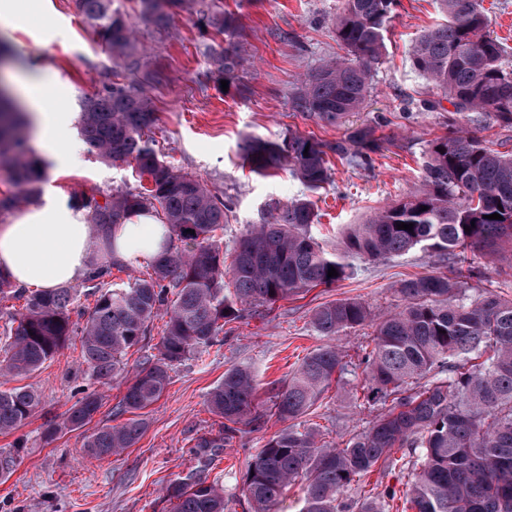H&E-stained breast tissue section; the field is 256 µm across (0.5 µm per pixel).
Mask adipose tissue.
<instances>
[{"instance_id":"adipose-tissue-1","label":"adipose tissue","mask_w":512,"mask_h":512,"mask_svg":"<svg viewBox=\"0 0 512 512\" xmlns=\"http://www.w3.org/2000/svg\"><path fill=\"white\" fill-rule=\"evenodd\" d=\"M49 72L28 76L26 103L32 113L39 144L57 167L81 162L80 142L73 135V114L50 111ZM161 235L153 215L130 216L115 232V239L95 246V229L80 197L53 190L38 197L8 223L0 224V275L17 287L49 291L86 278L96 256L132 262L150 255Z\"/></svg>"}]
</instances>
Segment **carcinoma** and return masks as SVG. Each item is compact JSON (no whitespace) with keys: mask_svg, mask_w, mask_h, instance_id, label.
<instances>
[{"mask_svg":"<svg viewBox=\"0 0 512 512\" xmlns=\"http://www.w3.org/2000/svg\"><path fill=\"white\" fill-rule=\"evenodd\" d=\"M436 2L443 21L411 43L408 57L411 68L448 97L446 131L428 143L420 187L354 225L335 253L311 234L315 213L306 197L266 204L259 223L246 225L232 251L224 250L217 231L229 222L230 200L155 149L156 112L132 78L143 66L136 29L117 0H74L87 32L114 65L112 81L81 104L80 135L90 152L129 164L148 182L143 189L82 195L90 223L100 234L148 211L163 233L159 250L141 261L94 264L86 278L94 302L81 323L72 320L77 288L29 294L0 276V304L25 300L24 311L9 314L0 333L6 354L0 377L33 373L79 335L89 379L104 384L125 371L123 356L130 349L143 348L153 321L165 318L158 353L136 365L121 400L122 413L133 417L86 438L91 453L111 456L138 442L145 429L139 411L160 399L173 367L218 343L225 324L252 307L330 287L347 278L357 261L419 250L436 260V269L400 283L402 304L378 324L374 346L360 360L366 404L384 411L342 448L301 426L299 419L348 372L334 346L313 350L276 395L275 415L288 427L249 464L243 512H279L285 491L298 482L300 512H386L387 500L395 497L390 491L354 500L344 493L402 448L416 457L405 492L415 512H512V298L488 288L471 300L462 275L467 254L491 257L499 243H512V141L494 149L480 136L486 114L512 129V66L504 61L503 44L488 32L483 0ZM136 3L141 22L161 31L180 13L193 12L198 0ZM395 7L396 0H341L333 33L344 55L304 75L293 100L296 111L336 124L364 107ZM199 21L224 35V44L208 46L206 55L217 79L236 88L238 14L202 11ZM26 126L7 90L0 91V168L12 186L0 192V217L35 200L45 176L44 162L30 152ZM376 132V124L366 123L325 143L290 131L280 141L248 138L243 150L254 172L286 168L317 192L331 177L329 155L357 166L372 164L371 154L382 146ZM494 213L502 219H488ZM401 222L413 224V231L397 229ZM114 268L131 272L129 280L112 282ZM331 268L337 276H327ZM369 318L363 303L343 299L317 307L311 323L318 335L331 338ZM256 390L249 368L233 366L224 373L207 398L221 428L197 440V454L228 445L241 427L256 421ZM39 405L33 388L0 389V434L14 432ZM101 406V395L86 393L48 434L84 427ZM166 491L176 501L175 512L228 510L224 487L207 482L200 470L172 480Z\"/></svg>","mask_w":512,"mask_h":512,"instance_id":"cac0c4a2","label":"carcinoma"}]
</instances>
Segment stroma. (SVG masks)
I'll return each instance as SVG.
<instances>
[{"instance_id": "1", "label": "stroma", "mask_w": 512, "mask_h": 512, "mask_svg": "<svg viewBox=\"0 0 512 512\" xmlns=\"http://www.w3.org/2000/svg\"><path fill=\"white\" fill-rule=\"evenodd\" d=\"M31 2L26 25L0 32L17 47L13 61L0 68V79L26 75L33 61H40L55 79L57 111H79L82 100L102 90L111 77L112 62L91 41L72 0ZM200 7L208 12L228 9L240 16L244 36L237 90L223 92L211 75L205 48L215 35L200 28L197 15L182 14L167 33L141 22L136 28L147 49V70L161 74L147 86L158 117V147L167 161L234 203L222 234L224 248L233 247L246 224L258 221L267 202H285L305 192L288 171L252 173L240 152L249 137L277 140L292 129L333 142L350 127L381 122L384 141L373 166L356 167L331 158V181L313 197L317 218L312 233L332 251L341 248L349 225L363 223L374 208L418 187L426 145L444 133L447 117L443 111H422L421 100L436 93L408 60L412 40L437 19L434 0H398L366 103L337 126L318 124L295 111L293 99L302 74L341 53L333 34L338 0H201ZM135 183L129 165L106 163L86 151L79 169L60 176L55 185L82 195ZM471 265L469 298L487 288L512 298V249L502 248L492 260L473 256ZM433 268L432 259L419 251L376 263L360 261L333 287H318L270 308L249 309L225 325L220 343L174 367L166 391L143 414L147 428L139 442L101 459L84 443L92 427L112 423L127 375L100 386L103 405L91 426L46 434L48 422L61 418L89 383L80 341L72 339L20 380L37 390L41 404L16 434L0 435V452L16 458L12 474L0 481V512H174L165 488L193 468L204 469L208 481L223 484L229 512H242V476L258 450L282 429V421L271 412L274 397L303 358L329 344L344 361L359 362L374 336V320L400 305L399 282ZM342 299L363 302L372 322L329 339L319 336L311 324L314 309ZM235 365L249 366L256 375L260 423L243 428L227 447L199 459L194 450L198 438L218 431L221 424L208 410L207 394ZM363 383L360 373L332 383L303 417L304 426L317 431L328 445L344 447L376 416L375 409L357 400ZM411 472L403 456L396 465L375 468L369 476L371 486L395 491L390 512H412L404 496Z\"/></svg>"}]
</instances>
